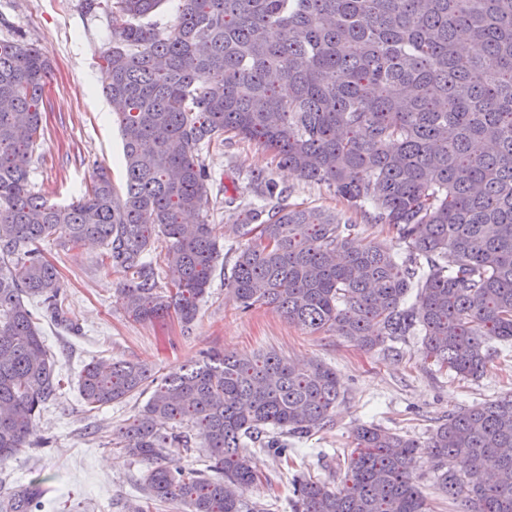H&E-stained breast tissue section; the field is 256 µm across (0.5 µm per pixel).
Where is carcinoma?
I'll return each instance as SVG.
<instances>
[{
  "label": "carcinoma",
  "mask_w": 512,
  "mask_h": 512,
  "mask_svg": "<svg viewBox=\"0 0 512 512\" xmlns=\"http://www.w3.org/2000/svg\"><path fill=\"white\" fill-rule=\"evenodd\" d=\"M163 2L110 0L104 92L125 188L100 171L68 206L29 187L49 62L33 44L0 41V465L46 444L36 419L61 379L40 324L74 329L41 243H100L131 316L190 323L220 257L201 219L200 152L228 133L372 210L405 245L401 258L353 246L357 225L333 210L253 204L227 225L248 237L225 278L241 309L267 305L368 349L419 336L434 364L483 377L512 346V0H180L174 24L138 23ZM158 235L163 278L146 257ZM150 385L113 438L147 466L132 512H244L260 481L254 450L299 454L267 429L308 438L343 397L331 368L275 352L217 355L159 380L94 359L79 393L98 411ZM352 437L340 487L292 475L293 512H432L414 482L422 453L448 502L512 512V393L448 415L424 441L365 424ZM198 442L212 474L167 464ZM53 491L39 476L0 490V512H45Z\"/></svg>",
  "instance_id": "obj_1"
}]
</instances>
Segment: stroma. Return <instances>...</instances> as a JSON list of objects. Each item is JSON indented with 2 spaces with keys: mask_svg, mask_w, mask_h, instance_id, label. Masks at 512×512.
<instances>
[{
  "mask_svg": "<svg viewBox=\"0 0 512 512\" xmlns=\"http://www.w3.org/2000/svg\"><path fill=\"white\" fill-rule=\"evenodd\" d=\"M83 0H0V40L17 35L37 46L51 63L41 107L46 135L36 148L29 183L48 200L68 204L81 196L103 167L116 187L125 183L122 142L100 54L109 41L104 9L86 14ZM201 159L217 197L205 211L221 257L194 321L170 316L152 322L130 318L120 299L119 275L99 262L100 245L75 250L44 243L46 257L61 273L74 333L43 325L46 344L57 360L63 386L37 420L36 433L49 439L10 460L12 485L33 473L50 476L62 493L59 512H128L142 495L144 463L113 448L117 429L131 421L147 401L134 395L88 416L80 400L79 375L92 358L122 359L147 365L155 377L201 361L203 352L252 354L274 351L296 362L318 361L335 370L343 389L332 422L302 441L298 458L321 480L339 484L344 459L353 450L351 432L375 423L423 440L448 414L512 392V355L496 360L478 379H463L425 360L419 337H407L396 351L364 350L335 331L311 333L264 305L238 308L224 286L241 238L227 232L225 198L237 209L258 202L252 179L262 173L285 192L288 204L347 212L358 224L357 244H378L395 253L403 247L394 229L348 210L332 188L304 181L279 168L272 153L235 138L203 149ZM255 469L264 477L244 494L266 512H292L288 500L291 470L273 453L255 452Z\"/></svg>",
  "mask_w": 512,
  "mask_h": 512,
  "instance_id": "35a3bbf8",
  "label": "stroma"
}]
</instances>
